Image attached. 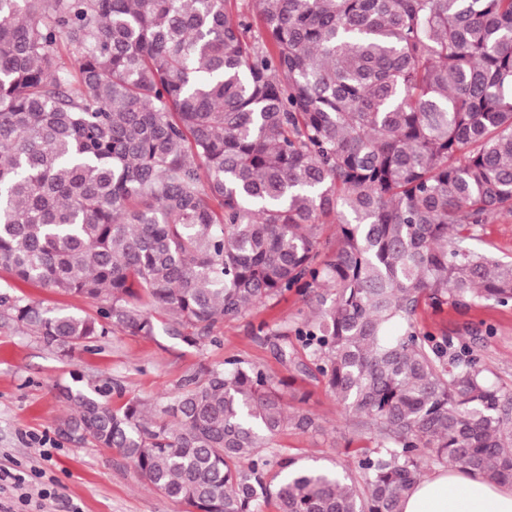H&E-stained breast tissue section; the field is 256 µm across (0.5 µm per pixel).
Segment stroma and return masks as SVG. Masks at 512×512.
Instances as JSON below:
<instances>
[{"mask_svg":"<svg viewBox=\"0 0 512 512\" xmlns=\"http://www.w3.org/2000/svg\"><path fill=\"white\" fill-rule=\"evenodd\" d=\"M43 302L95 314L97 306L78 296L62 295L15 279L0 269V296ZM309 306L288 294L274 304L253 308L247 319L215 329L217 343L190 344L181 337L159 333L148 339L117 331L63 358L11 319L0 317V468L43 470L44 482L55 494L44 500L42 512H184L183 506L144 486L133 467L106 448L78 444L58 432L70 407L58 397L62 386H120L107 398L119 406L132 398L163 403L177 392L181 379L203 365H219L236 356L288 377L295 390L291 409L319 416V434L288 432L274 442L308 464L339 468L347 464L348 422L335 396L306 374L285 370L271 343L254 336L251 325L298 320ZM419 327L434 333L462 336L480 357L489 378L512 394V304L478 301L465 309L421 307Z\"/></svg>","mask_w":512,"mask_h":512,"instance_id":"stroma-1","label":"stroma"}]
</instances>
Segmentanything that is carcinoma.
Instances as JSON below:
<instances>
[{
  "label": "carcinoma",
  "mask_w": 512,
  "mask_h": 512,
  "mask_svg": "<svg viewBox=\"0 0 512 512\" xmlns=\"http://www.w3.org/2000/svg\"><path fill=\"white\" fill-rule=\"evenodd\" d=\"M0 0V268L100 303L0 298L68 356L116 330L197 344L290 291H334L258 332L367 441L341 471L288 381L227 358L159 407L65 387L60 432L116 450L187 512H401L452 465L512 485V396L421 305L512 303L470 249L512 217V0ZM336 225L320 256L323 226ZM306 351V359L299 350Z\"/></svg>",
  "instance_id": "carcinoma-1"
}]
</instances>
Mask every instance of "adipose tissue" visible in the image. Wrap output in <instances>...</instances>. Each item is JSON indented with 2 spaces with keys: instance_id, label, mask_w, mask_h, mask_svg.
Here are the masks:
<instances>
[{
  "instance_id": "obj_1",
  "label": "adipose tissue",
  "mask_w": 512,
  "mask_h": 512,
  "mask_svg": "<svg viewBox=\"0 0 512 512\" xmlns=\"http://www.w3.org/2000/svg\"><path fill=\"white\" fill-rule=\"evenodd\" d=\"M403 512H512V488L448 469L418 481Z\"/></svg>"
}]
</instances>
